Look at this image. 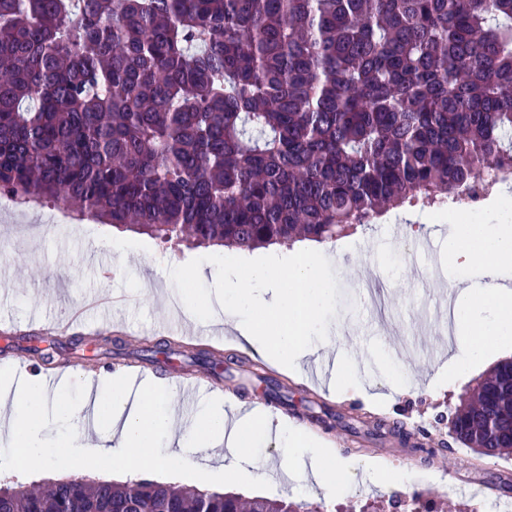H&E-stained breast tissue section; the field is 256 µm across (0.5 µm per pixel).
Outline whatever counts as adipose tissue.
I'll return each mask as SVG.
<instances>
[{
	"label": "adipose tissue",
	"mask_w": 512,
	"mask_h": 512,
	"mask_svg": "<svg viewBox=\"0 0 512 512\" xmlns=\"http://www.w3.org/2000/svg\"><path fill=\"white\" fill-rule=\"evenodd\" d=\"M453 222L449 256L462 266L482 270L486 279L466 283L461 291L465 303L454 313L457 344L448 359L445 384L449 387L465 380L473 366L497 359L512 344V290L491 281L500 269L512 267V224L469 223L461 216ZM333 258L331 246L326 245L317 250L301 248L280 259L238 260L224 275V300L229 304L224 316L236 341L262 358L300 366L324 334L321 320L332 301ZM242 272L251 281L274 286L262 310H255L249 289L239 280ZM102 390L96 415L104 430L51 441L45 435L42 389L38 378H31L10 401L9 466L20 471L46 468L74 454L85 461H113L132 475L149 470L178 474L185 466L187 442L175 427V413L163 393L144 389L141 405L130 411L120 378L106 379ZM270 426L267 417L257 412L251 413L248 423L229 425L220 400L209 402L196 420V429L210 448L219 447L225 430L234 428L237 459L245 463L251 462L259 437Z\"/></svg>",
	"instance_id": "ef3b65f1"
}]
</instances>
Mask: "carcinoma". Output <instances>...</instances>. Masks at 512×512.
Segmentation results:
<instances>
[{"label": "carcinoma", "instance_id": "1", "mask_svg": "<svg viewBox=\"0 0 512 512\" xmlns=\"http://www.w3.org/2000/svg\"><path fill=\"white\" fill-rule=\"evenodd\" d=\"M512 160V0H0V195L156 238L326 242ZM159 361L168 341L127 352ZM191 357L217 377L224 363ZM453 437L512 451V368ZM372 433H411L383 417ZM0 512H319L195 485L0 486Z\"/></svg>", "mask_w": 512, "mask_h": 512}]
</instances>
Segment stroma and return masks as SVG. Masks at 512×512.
<instances>
[{"instance_id":"35a3bbf8","label":"stroma","mask_w":512,"mask_h":512,"mask_svg":"<svg viewBox=\"0 0 512 512\" xmlns=\"http://www.w3.org/2000/svg\"><path fill=\"white\" fill-rule=\"evenodd\" d=\"M51 210L48 203L19 211L0 209V268L7 271L0 278V324H10L18 344L11 350L0 341V370L13 376L0 394H13L26 385L29 375L22 372L19 362L32 360L27 350L30 339L42 336L64 347L55 356L63 374L46 394L47 415H54L61 405L87 406V389L77 381L86 366H95L100 377L125 376L131 363L124 355L101 356L98 337L122 338L131 350L166 339L168 305L174 302L190 333L171 340L178 354L167 373L152 367L137 380L127 381L130 400H137L147 384H162L166 399L181 409L182 429L191 430L209 396L204 393L192 404H183L172 383L173 373L201 375V368L186 364L187 355L201 350L236 355L258 375L250 379L245 397L225 403V412L247 420L268 392L267 378H275L292 390L296 411H275L273 419L298 426L332 457L360 467L347 495L327 496L315 485L320 457L288 458L272 430L258 441L250 482L230 485V492L244 497H286L321 506L322 512H397L393 506L397 493H420L434 512H487L486 499L512 501V456H479L449 432L448 420L470 383L427 391L428 381L446 372L447 359L427 360L416 354L415 345L421 340L441 344L444 350L456 345L448 337L453 320L434 318L437 298L460 275L448 258L447 225L411 220L406 209L394 208L378 223L335 240L336 259L330 268L333 300L322 318L328 342L320 350L333 365L326 381L313 390L306 370L295 371L254 356L228 334L217 343L199 335L202 327L221 332L224 307L215 298L224 280L186 281L177 271L198 263L223 268L227 248L166 242L93 220L44 222ZM414 239L429 240L431 250L421 255L406 251V243ZM95 252L105 254L106 267L91 264L89 256ZM188 292L199 302H212V313L200 315L193 306L182 304ZM93 293H125L129 300L118 321L103 324L91 319L74 327L72 334L83 337L84 343L68 349L69 336L57 334L56 326ZM344 372L356 385L340 393L336 385ZM374 416L402 422L423 439L426 449L434 453L430 462L421 463L417 454L394 437L368 435L366 426ZM379 469L407 474L409 481L396 489L384 487L375 476ZM452 483L465 484L466 493L447 494Z\"/></svg>"}]
</instances>
